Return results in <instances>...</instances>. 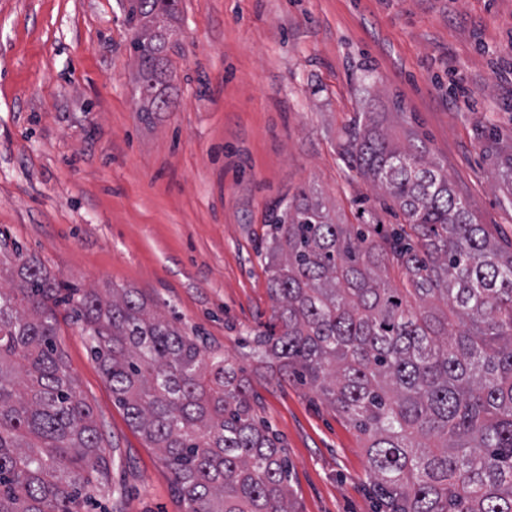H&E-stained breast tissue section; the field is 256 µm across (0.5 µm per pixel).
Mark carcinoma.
<instances>
[{
    "label": "carcinoma",
    "instance_id": "obj_1",
    "mask_svg": "<svg viewBox=\"0 0 512 512\" xmlns=\"http://www.w3.org/2000/svg\"><path fill=\"white\" fill-rule=\"evenodd\" d=\"M135 2L139 111L162 112L174 105L159 87L178 0ZM342 156L404 223L338 224L313 192L275 205L274 323L253 352L360 433L379 512H512V244L475 223L448 172L415 140L388 138L377 113L354 121ZM13 255L0 288V512H84L108 489L99 427L57 342L62 305L188 512H293L288 459L255 418L243 368L135 288L104 297L16 244Z\"/></svg>",
    "mask_w": 512,
    "mask_h": 512
}]
</instances>
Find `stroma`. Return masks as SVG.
I'll return each instance as SVG.
<instances>
[{"instance_id": "1", "label": "stroma", "mask_w": 512, "mask_h": 512, "mask_svg": "<svg viewBox=\"0 0 512 512\" xmlns=\"http://www.w3.org/2000/svg\"><path fill=\"white\" fill-rule=\"evenodd\" d=\"M131 0H0V268L12 243L57 279L135 288L250 366L295 512H374L363 442L314 390L248 363L273 317L270 208L317 192L340 224H399L341 156L360 113L441 162L475 223L512 240V0H180L164 112L137 109ZM59 346L91 406L111 488L86 512H187L79 327Z\"/></svg>"}]
</instances>
